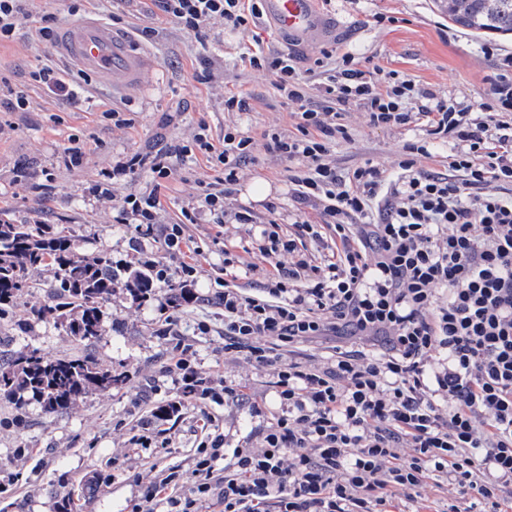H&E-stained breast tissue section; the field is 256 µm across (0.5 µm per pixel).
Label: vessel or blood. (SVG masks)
Segmentation results:
<instances>
[{"label": "vessel or blood", "mask_w": 512, "mask_h": 512, "mask_svg": "<svg viewBox=\"0 0 512 512\" xmlns=\"http://www.w3.org/2000/svg\"><path fill=\"white\" fill-rule=\"evenodd\" d=\"M266 9L289 40L314 46L327 35L313 0H267ZM54 51L71 69L118 95L140 92L146 73L154 65L148 53L135 48L129 35L93 13L60 28Z\"/></svg>", "instance_id": "1"}]
</instances>
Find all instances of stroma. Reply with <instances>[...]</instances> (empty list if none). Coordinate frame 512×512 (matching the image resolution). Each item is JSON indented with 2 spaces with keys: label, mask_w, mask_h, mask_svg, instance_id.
Instances as JSON below:
<instances>
[{
  "label": "stroma",
  "mask_w": 512,
  "mask_h": 512,
  "mask_svg": "<svg viewBox=\"0 0 512 512\" xmlns=\"http://www.w3.org/2000/svg\"><path fill=\"white\" fill-rule=\"evenodd\" d=\"M446 0H331L319 5L324 21L334 33L321 47L310 48L285 40L268 17L257 19L247 30L220 25L210 32L208 47L175 23L156 18L152 0H131L123 13L110 12L108 0H31L30 15L16 35L0 43V78L24 91L30 101L26 112H0V221L50 225L53 232L73 237L80 252H101L113 262L137 260L126 228L114 221L111 200L94 194L96 184L112 181V168L131 155L146 154L169 143L189 138L199 122H206L214 140L224 130L239 126L253 137L276 129L294 128L289 109L281 105L274 88L275 76L241 65L239 56L262 38L274 49L295 52L301 67H310L321 49L351 52L356 60H371L385 70H395L430 89L438 97L453 98L464 106L484 101L499 56L512 55V38L475 36L448 23ZM94 13L111 20L113 27L137 32L153 27L141 47L156 66L145 77L137 96L113 97L99 83L83 84V95L70 102L53 95L31 79L44 65L66 69L53 52L52 43L34 39L44 16L58 25ZM497 48L498 57L485 54V45ZM250 94L252 110L246 114L224 109L225 89ZM128 105L130 127L115 128L109 105ZM350 141L336 146L332 159L342 170L365 160L392 166L408 142L422 135L420 127L375 128L363 108L351 107L347 115ZM81 149L79 162H70L69 144ZM294 162L257 150L256 160L244 168L233 189L232 205L247 204L255 224H225L229 239L249 245L259 224L275 216L283 231H291L297 212L289 200L290 170ZM215 176L205 161L178 164L168 183L169 202L164 223L177 222L186 205L197 208L189 233L204 242L198 256L199 297L183 305L169 335H159L164 322L157 302L140 305L123 291H115L105 306L107 332L91 344L78 343L60 325L35 322L19 330L11 319L0 320V358L34 348L49 358L87 356L104 369L125 374L124 383L109 391H95L65 412L47 415L39 405L24 412L0 401V512H55V503L67 493L79 496V512H132L141 495L133 475L150 467L177 468L190 473L196 446L202 438L204 415L215 417L223 428L227 447H235L256 434L265 419L250 417L235 400L188 403L182 415L159 421L157 429L169 444L150 452L135 448L131 439L150 420L153 410L175 399L181 384L166 371V353L176 342L190 344L200 368L219 370L227 384L244 386L257 401L272 402L273 376L224 351V308L215 293L213 270L222 264L220 246L211 242L217 228L213 216L200 207L203 185ZM269 183L267 201H247L248 183ZM276 213H268L267 202ZM210 330L200 334L199 322ZM108 475V482L88 487L94 474Z\"/></svg>",
  "instance_id": "stroma-1"
}]
</instances>
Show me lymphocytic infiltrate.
Instances as JSON below:
<instances>
[{
    "label": "lymphocytic infiltrate",
    "mask_w": 512,
    "mask_h": 512,
    "mask_svg": "<svg viewBox=\"0 0 512 512\" xmlns=\"http://www.w3.org/2000/svg\"><path fill=\"white\" fill-rule=\"evenodd\" d=\"M154 2L202 45L214 25L245 29L263 13L262 0ZM247 58L273 72L294 132L257 139L234 127L216 145L202 123L191 141L134 154L113 179L145 172L154 187L122 196L115 221L157 287L190 288L202 251L187 232L195 210L161 221L160 190L177 162L201 156L221 171L201 203L238 224L256 217L228 212L226 202L257 147L299 162L292 200L314 219L287 235L271 217L246 255L225 247L217 269L235 279L263 273L259 296L228 285L218 297L225 352L272 373L276 407L265 411L243 387L202 373L194 353L175 345L169 361L185 387L201 385L215 403L233 396L271 423L228 449L205 420L190 486L177 497L178 471L137 474L134 512L164 503L174 512H426L432 491L443 495L440 512H512V196L500 192L512 184V57L474 109L348 53L322 51L303 69L294 53L258 43ZM353 105L375 127H422L396 176L370 160L337 169L332 152L350 139ZM438 140L453 145L444 173L419 164ZM151 236L179 265L146 256ZM304 237L325 243L326 255L300 249ZM326 336L355 342L306 364L289 359L291 348Z\"/></svg>",
    "instance_id": "obj_1"
}]
</instances>
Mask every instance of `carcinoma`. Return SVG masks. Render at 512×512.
Instances as JSON below:
<instances>
[{"label":"carcinoma","instance_id":"obj_1","mask_svg":"<svg viewBox=\"0 0 512 512\" xmlns=\"http://www.w3.org/2000/svg\"><path fill=\"white\" fill-rule=\"evenodd\" d=\"M448 21L478 34L512 35V0H448ZM50 266V302L23 315L17 297L32 269ZM135 301L152 294L151 273L141 266L112 265L101 253L82 254L75 240L58 236L47 224H0V318L19 325L54 321L79 343L107 331L105 304L117 286ZM125 376L99 367L89 358L47 360L35 349L0 363V400L19 410L36 402L46 414L63 412L91 391H109Z\"/></svg>","mask_w":512,"mask_h":512}]
</instances>
